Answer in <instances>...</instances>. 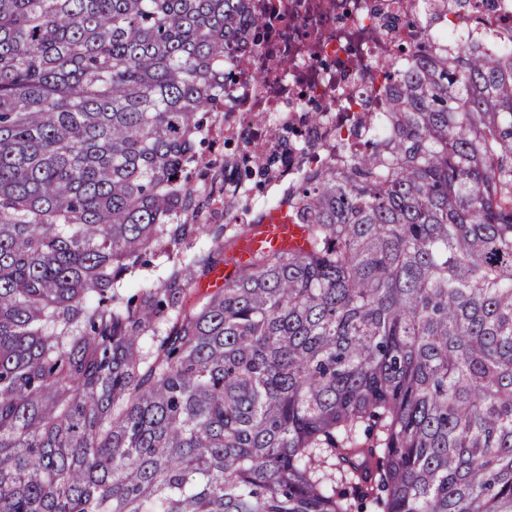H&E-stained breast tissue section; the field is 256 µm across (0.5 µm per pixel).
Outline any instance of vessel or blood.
<instances>
[{
    "mask_svg": "<svg viewBox=\"0 0 512 512\" xmlns=\"http://www.w3.org/2000/svg\"><path fill=\"white\" fill-rule=\"evenodd\" d=\"M304 243V231L299 225L289 223L281 212L270 213L225 254L223 264L213 269L205 285L212 289L221 288L228 278L247 266L257 254L297 249Z\"/></svg>",
    "mask_w": 512,
    "mask_h": 512,
    "instance_id": "obj_1",
    "label": "vessel or blood"
}]
</instances>
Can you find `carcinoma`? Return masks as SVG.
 I'll return each instance as SVG.
<instances>
[{
	"mask_svg": "<svg viewBox=\"0 0 512 512\" xmlns=\"http://www.w3.org/2000/svg\"><path fill=\"white\" fill-rule=\"evenodd\" d=\"M243 2L0 0V512H512V54L418 45L306 249L194 301L196 182L288 164L206 159ZM167 266L166 257H156L153 259L151 267L138 269L128 275L123 283L124 291L130 295L139 291L140 287L146 286L152 281L157 283V278L162 274Z\"/></svg>",
	"mask_w": 512,
	"mask_h": 512,
	"instance_id": "1",
	"label": "carcinoma"
}]
</instances>
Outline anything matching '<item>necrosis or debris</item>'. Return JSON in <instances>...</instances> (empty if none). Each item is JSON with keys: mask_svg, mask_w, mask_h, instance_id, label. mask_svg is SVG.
Returning <instances> with one entry per match:
<instances>
[{"mask_svg": "<svg viewBox=\"0 0 512 512\" xmlns=\"http://www.w3.org/2000/svg\"><path fill=\"white\" fill-rule=\"evenodd\" d=\"M271 18L225 61L220 135L259 148L271 126L307 140L285 177L325 164L351 127L382 138L394 82L422 41L512 53V0H247Z\"/></svg>", "mask_w": 512, "mask_h": 512, "instance_id": "obj_1", "label": "necrosis or debris"}]
</instances>
